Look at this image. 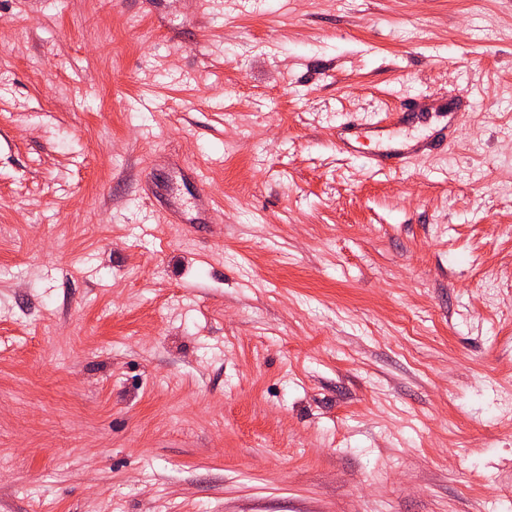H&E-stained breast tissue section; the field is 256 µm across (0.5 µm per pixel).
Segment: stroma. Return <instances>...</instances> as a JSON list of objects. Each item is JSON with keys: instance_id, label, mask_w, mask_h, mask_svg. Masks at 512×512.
<instances>
[{"instance_id": "1", "label": "stroma", "mask_w": 512, "mask_h": 512, "mask_svg": "<svg viewBox=\"0 0 512 512\" xmlns=\"http://www.w3.org/2000/svg\"><path fill=\"white\" fill-rule=\"evenodd\" d=\"M508 396L512 0H0V512H512ZM457 114L449 112L448 124L438 127L428 137L415 139L412 143H404L399 148L379 149L364 155L369 170L375 174H387L402 169L410 159L447 140L449 135L455 133L459 127ZM380 131L378 122L362 119L341 127L336 147L339 152L350 155L361 154L362 145Z\"/></svg>"}]
</instances>
